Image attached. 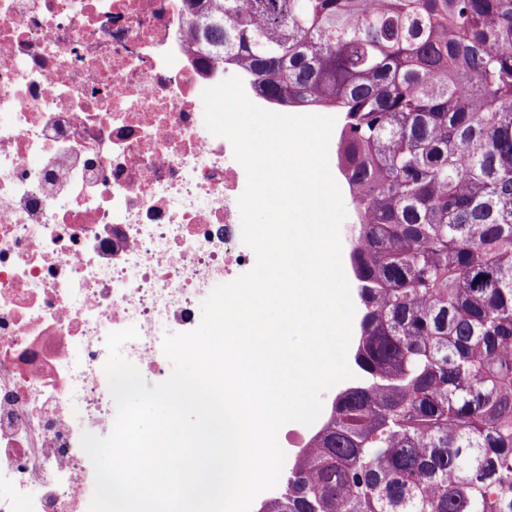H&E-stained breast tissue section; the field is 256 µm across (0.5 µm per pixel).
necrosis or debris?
I'll return each instance as SVG.
<instances>
[{"mask_svg": "<svg viewBox=\"0 0 512 512\" xmlns=\"http://www.w3.org/2000/svg\"><path fill=\"white\" fill-rule=\"evenodd\" d=\"M188 24L175 0H0V512H78L108 334L136 326L124 357L162 380L159 325L193 330L255 265L246 172L196 108L229 73Z\"/></svg>", "mask_w": 512, "mask_h": 512, "instance_id": "necrosis-or-debris-1", "label": "necrosis or debris"}]
</instances>
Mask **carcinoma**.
<instances>
[{"instance_id":"carcinoma-1","label":"carcinoma","mask_w":512,"mask_h":512,"mask_svg":"<svg viewBox=\"0 0 512 512\" xmlns=\"http://www.w3.org/2000/svg\"><path fill=\"white\" fill-rule=\"evenodd\" d=\"M213 61L342 114L359 383L261 512H512V0H179Z\"/></svg>"}]
</instances>
